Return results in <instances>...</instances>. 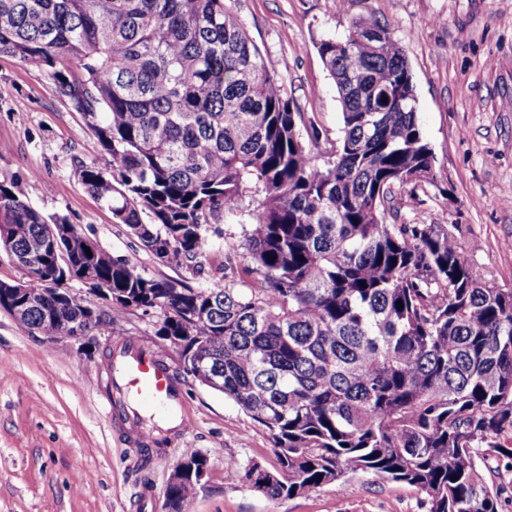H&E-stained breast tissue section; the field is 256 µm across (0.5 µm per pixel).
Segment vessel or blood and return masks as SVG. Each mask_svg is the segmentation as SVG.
<instances>
[{"label":"vessel or blood","instance_id":"b4317fda","mask_svg":"<svg viewBox=\"0 0 512 512\" xmlns=\"http://www.w3.org/2000/svg\"><path fill=\"white\" fill-rule=\"evenodd\" d=\"M108 417L136 431L139 445L154 446L146 419L165 422L170 437L182 435L191 412L180 383L164 357L148 344L129 339L112 354V389L105 397Z\"/></svg>","mask_w":512,"mask_h":512}]
</instances>
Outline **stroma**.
Listing matches in <instances>:
<instances>
[{
	"instance_id": "stroma-1",
	"label": "stroma",
	"mask_w": 512,
	"mask_h": 512,
	"mask_svg": "<svg viewBox=\"0 0 512 512\" xmlns=\"http://www.w3.org/2000/svg\"><path fill=\"white\" fill-rule=\"evenodd\" d=\"M232 8L305 121L331 140L341 134L342 108L317 45L345 38L359 20L385 25L406 51L437 174L436 185L399 192L393 205L411 221L456 225L471 263L512 288V207L500 201L512 187V0H232ZM98 156L93 132L53 81L0 55V182L145 277L196 289L223 276L242 225L208 232L203 270L160 261L83 184V165ZM68 287L111 317V301L77 281ZM162 320L157 309H128L84 347L31 335L0 312V512H162L189 449L209 460L194 512H426L414 488L362 472L347 475L344 495L329 485L276 501L225 479L232 462L274 467L272 438L234 401L184 373L179 349L158 334ZM130 337L163 354L192 415L185 436L150 457L104 407L108 355Z\"/></svg>"
}]
</instances>
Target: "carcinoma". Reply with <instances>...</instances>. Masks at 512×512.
Listing matches in <instances>:
<instances>
[{
    "label": "carcinoma",
    "mask_w": 512,
    "mask_h": 512,
    "mask_svg": "<svg viewBox=\"0 0 512 512\" xmlns=\"http://www.w3.org/2000/svg\"><path fill=\"white\" fill-rule=\"evenodd\" d=\"M342 105V135L321 140L227 0H0V55L36 63L82 114L109 166L87 189L163 262L201 264L208 225H245V284L178 288L102 249L69 255L12 183H0V250L27 285L63 277L112 289L113 311L158 309L204 360L212 389L267 429L277 465L232 463L227 477L270 500L349 473L404 483L427 512H502L477 459L512 464V288L471 265L457 235L410 224L395 189L435 184L405 51L359 21L317 45ZM403 306H398L397 302ZM62 309L17 321L50 336ZM200 489H166L189 512Z\"/></svg>",
    "instance_id": "1"
}]
</instances>
